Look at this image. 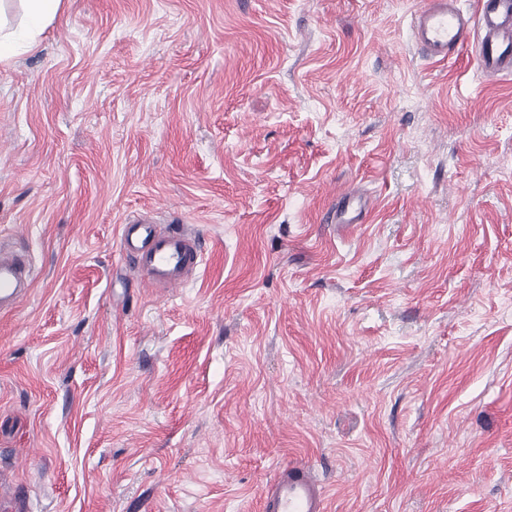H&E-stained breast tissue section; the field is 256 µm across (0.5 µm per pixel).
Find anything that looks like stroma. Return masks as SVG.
Returning <instances> with one entry per match:
<instances>
[{
    "label": "stroma",
    "instance_id": "1",
    "mask_svg": "<svg viewBox=\"0 0 512 512\" xmlns=\"http://www.w3.org/2000/svg\"><path fill=\"white\" fill-rule=\"evenodd\" d=\"M420 2L62 0L0 65V499L260 512L301 459L327 512H512V75ZM136 215L196 226L186 284ZM353 195H345L336 204V210H327L322 218L324 224H362V207L354 208L350 201ZM119 248L123 258L157 287L183 284L203 261L199 241L185 224L161 228L149 219H130L120 225ZM31 264L21 255L0 253V313L13 312L34 282Z\"/></svg>",
    "mask_w": 512,
    "mask_h": 512
}]
</instances>
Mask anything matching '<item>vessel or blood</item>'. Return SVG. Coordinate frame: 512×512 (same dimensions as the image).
<instances>
[{
	"label": "vessel or blood",
	"mask_w": 512,
	"mask_h": 512,
	"mask_svg": "<svg viewBox=\"0 0 512 512\" xmlns=\"http://www.w3.org/2000/svg\"><path fill=\"white\" fill-rule=\"evenodd\" d=\"M413 39L422 54L436 62L464 46L475 48L478 68L490 75L512 73V0H479L476 12L458 7L457 0H424L412 16ZM343 196L322 218L326 224H358L361 209ZM119 248L123 258L154 285L183 283L201 265L199 241L185 225L160 227L145 218L121 225ZM34 282L31 264L21 255L0 253V313L13 312ZM263 512H326L323 482L301 462L280 466L264 484Z\"/></svg>",
	"instance_id": "1"
}]
</instances>
